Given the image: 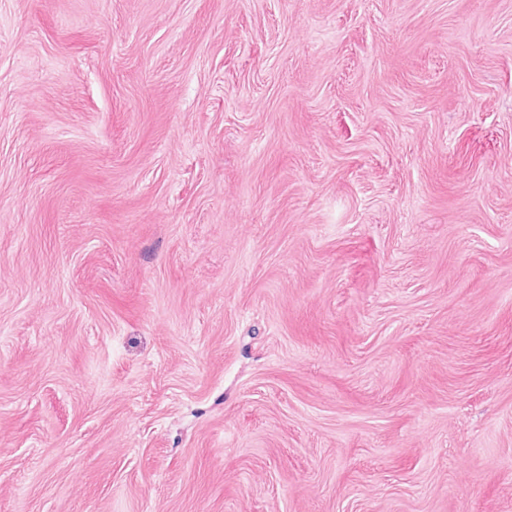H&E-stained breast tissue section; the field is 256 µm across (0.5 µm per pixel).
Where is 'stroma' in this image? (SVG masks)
<instances>
[{
  "label": "stroma",
  "mask_w": 512,
  "mask_h": 512,
  "mask_svg": "<svg viewBox=\"0 0 512 512\" xmlns=\"http://www.w3.org/2000/svg\"><path fill=\"white\" fill-rule=\"evenodd\" d=\"M0 512H512V0H0Z\"/></svg>",
  "instance_id": "obj_1"
}]
</instances>
